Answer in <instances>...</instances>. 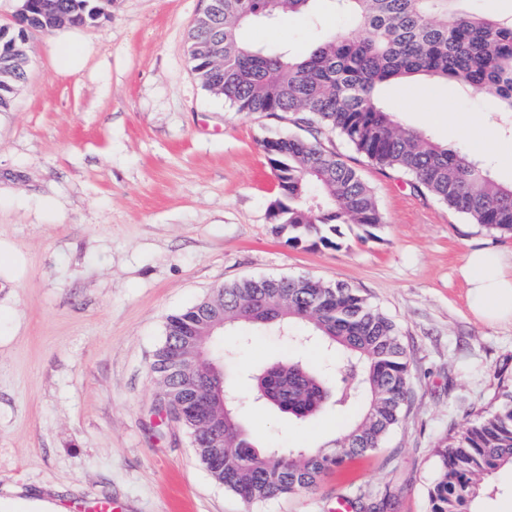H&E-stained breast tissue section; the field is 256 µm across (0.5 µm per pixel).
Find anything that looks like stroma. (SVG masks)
<instances>
[{
    "instance_id": "stroma-1",
    "label": "stroma",
    "mask_w": 512,
    "mask_h": 512,
    "mask_svg": "<svg viewBox=\"0 0 512 512\" xmlns=\"http://www.w3.org/2000/svg\"><path fill=\"white\" fill-rule=\"evenodd\" d=\"M202 0H112L80 29L86 68L60 74L53 35L30 40L27 75L0 112V512H330L362 486L398 492L397 512H428L441 439L512 382V324L470 312L458 274L467 252L512 253V238L473 224L340 136L324 144L355 167L384 223L339 248L292 246L271 231L277 184L261 144L287 120L235 111L195 77L188 56ZM334 9L318 24L283 18L246 32L258 46L304 52L346 32ZM383 101L405 127L486 157L512 183V128L493 103L446 82L395 84ZM305 276L360 289L392 317L412 394L382 448L324 476L316 491L250 506L199 464L186 430L156 408L153 354L166 320L247 277ZM234 327L215 346L232 366L288 358L279 332ZM241 423L262 447L323 448L344 416L305 423L237 389Z\"/></svg>"
}]
</instances>
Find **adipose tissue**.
<instances>
[{
  "label": "adipose tissue",
  "mask_w": 512,
  "mask_h": 512,
  "mask_svg": "<svg viewBox=\"0 0 512 512\" xmlns=\"http://www.w3.org/2000/svg\"><path fill=\"white\" fill-rule=\"evenodd\" d=\"M52 53L62 74L81 71L93 50L72 26L59 30ZM458 272L467 285L471 313L490 324L512 323V257L491 249L469 251Z\"/></svg>",
  "instance_id": "obj_1"
}]
</instances>
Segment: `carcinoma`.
<instances>
[{"label":"carcinoma","instance_id":"1","mask_svg":"<svg viewBox=\"0 0 512 512\" xmlns=\"http://www.w3.org/2000/svg\"><path fill=\"white\" fill-rule=\"evenodd\" d=\"M321 0H221L205 24L192 27L189 55L202 86L238 112L285 116L308 136L262 142L278 196L270 205L272 232L288 244L337 248L338 225L364 230L383 223L375 197L358 171L321 142L339 134L358 154L409 178L428 194L490 232L512 235V184L503 185L477 156L452 150L415 129L398 125L380 100L382 89L420 76L455 84L466 94L490 97L512 117V10L488 14L473 0H328L353 29L323 38L310 52L269 50L244 38L254 24L284 14L314 19ZM76 25H90L104 0H49ZM13 33L0 40V112L10 109L26 72L12 67ZM272 327L288 340L336 359V375L296 355L254 372L224 369L181 373L171 353L191 343L211 349L210 326ZM152 369L159 406L187 403L196 390L222 391L226 411L185 412L183 426L199 463L224 489L249 505L310 492L346 460L383 446L404 417L411 370L399 328L358 289L308 277L252 278L224 285L217 294L171 315ZM254 385L256 399L296 421L331 406L355 411L336 439V450L261 451L243 430L233 383ZM494 407L438 445V477L429 488L430 512H477L486 482L512 466V386L500 385ZM224 413V437L212 434L211 416ZM371 512H393L392 495L377 501L359 491Z\"/></svg>","mask_w":512,"mask_h":512}]
</instances>
